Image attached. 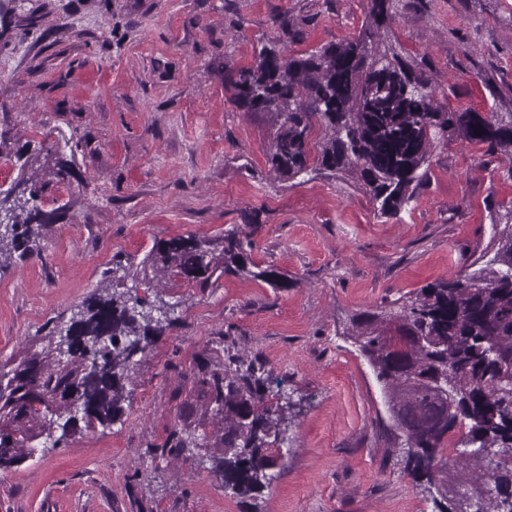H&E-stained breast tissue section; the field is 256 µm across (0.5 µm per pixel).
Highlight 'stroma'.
<instances>
[{"label":"stroma","instance_id":"obj_1","mask_svg":"<svg viewBox=\"0 0 512 512\" xmlns=\"http://www.w3.org/2000/svg\"><path fill=\"white\" fill-rule=\"evenodd\" d=\"M369 0H0V189L41 190L39 252L0 264V364L41 351L98 288L139 285L171 322L140 357L112 424L0 472V512H438L404 467L373 373L342 331L494 252L512 211L502 155L454 137L394 218L354 179L296 185L268 164L264 113L224 74L262 42L302 55L357 34ZM389 34L457 112L512 110V0H399ZM251 233L273 288L216 275L144 288L162 240ZM261 356L296 400L268 489L237 497L206 450L156 455L196 427V364L223 338Z\"/></svg>","mask_w":512,"mask_h":512}]
</instances>
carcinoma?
Wrapping results in <instances>:
<instances>
[{"instance_id":"cac0c4a2","label":"carcinoma","mask_w":512,"mask_h":512,"mask_svg":"<svg viewBox=\"0 0 512 512\" xmlns=\"http://www.w3.org/2000/svg\"><path fill=\"white\" fill-rule=\"evenodd\" d=\"M399 0H370L358 35L300 56L274 42L255 61L231 73L225 88L248 113L274 116L268 163L282 181L341 174L366 186L378 214L396 217L426 179L431 149L460 132L508 160L512 178V112H452L430 80L382 33L395 22ZM482 129L483 135L475 134ZM9 189L0 198V257L38 250L39 229L55 222L40 207L35 188ZM498 249L480 255L479 267L438 279L379 313L350 319L342 336L371 368L405 450V469L435 489L439 512H512V212L491 225ZM254 241L224 231L221 273L288 287V277L253 260ZM148 260L157 281L170 275L206 287L216 272L209 242L159 241ZM165 305L137 288L101 289L72 316L66 333L47 346L0 367V470L29 457L28 443L60 442L122 412L133 358L152 350L169 326ZM272 371L259 355H229L194 374L206 406L201 426L212 425L220 453L209 471L224 489L251 495L270 485L276 443L293 418L291 399H269ZM455 467L438 464L455 429ZM195 431L175 427L157 451L178 457L202 449Z\"/></svg>"}]
</instances>
